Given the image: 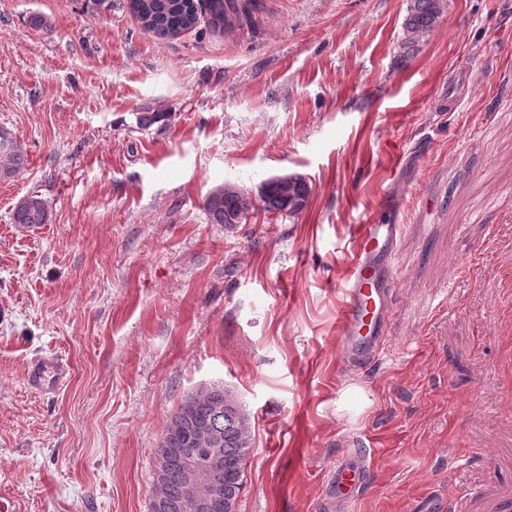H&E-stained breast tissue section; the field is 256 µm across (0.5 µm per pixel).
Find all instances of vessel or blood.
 I'll return each mask as SVG.
<instances>
[{
  "label": "vessel or blood",
  "instance_id": "vessel-or-blood-1",
  "mask_svg": "<svg viewBox=\"0 0 512 512\" xmlns=\"http://www.w3.org/2000/svg\"><path fill=\"white\" fill-rule=\"evenodd\" d=\"M398 227L361 224L355 236L352 263L343 287L342 332L338 347L349 359L376 357L386 347L385 328L391 314L387 286L392 274ZM69 371L59 359L42 358L28 372V383L44 388L63 383ZM368 468L362 455L338 459L326 489L330 512H350L355 496L367 483Z\"/></svg>",
  "mask_w": 512,
  "mask_h": 512
}]
</instances>
